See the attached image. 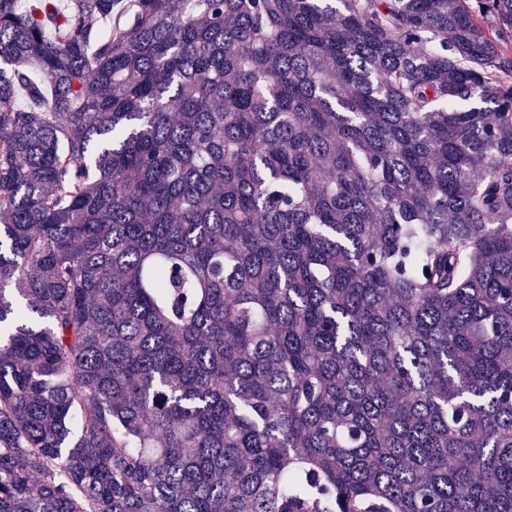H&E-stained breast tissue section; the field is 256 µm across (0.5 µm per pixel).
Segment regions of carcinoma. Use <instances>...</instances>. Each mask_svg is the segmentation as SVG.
Listing matches in <instances>:
<instances>
[{
    "mask_svg": "<svg viewBox=\"0 0 512 512\" xmlns=\"http://www.w3.org/2000/svg\"><path fill=\"white\" fill-rule=\"evenodd\" d=\"M131 2L0 0V512H512V0Z\"/></svg>",
    "mask_w": 512,
    "mask_h": 512,
    "instance_id": "carcinoma-1",
    "label": "carcinoma"
}]
</instances>
